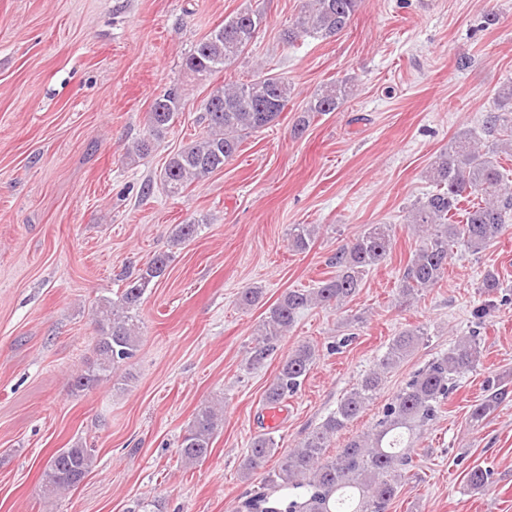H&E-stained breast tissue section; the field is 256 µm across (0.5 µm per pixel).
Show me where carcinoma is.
I'll return each instance as SVG.
<instances>
[{"mask_svg":"<svg viewBox=\"0 0 512 512\" xmlns=\"http://www.w3.org/2000/svg\"><path fill=\"white\" fill-rule=\"evenodd\" d=\"M359 0H306L285 32V40L301 36L328 39L350 24ZM264 23L258 11L241 12L216 26L200 39L185 58V70L207 78L231 66L253 45ZM355 94L352 78L333 79L319 87L306 112H334ZM291 87L283 77L260 72L245 82H232L215 89L203 104L202 136L184 146L168 161L161 185L170 196L224 168L244 140L269 126L288 106ZM183 107V93L173 85L158 95L149 112L146 134L137 143L138 155L147 154L155 140L173 124ZM483 134L498 136L494 147L481 137L462 132L448 141V150L432 162L428 177L434 190L415 202L407 222L419 236V245L403 269L398 288L406 299H415L435 287L448 270V257L455 249L479 253L493 243L512 217V187L499 169L497 154L512 147V83L497 90L494 108L487 112ZM392 227L370 224L350 245L332 258L336 274L311 289L284 293L259 322L251 348L250 365L261 366L274 345L288 334L297 314L311 306L344 305L361 288L365 276L381 265L391 249ZM316 235L312 224H294L288 231L291 248L303 253ZM170 262L166 253L155 255L135 273L119 276L121 291L95 306L99 336L96 360L72 383L76 391L93 389L111 380L114 370L128 362L139 347L138 313L151 283L163 276ZM479 288L489 300L474 312L481 321L500 288L492 272L484 275ZM425 333L406 328L393 336L372 369L362 374L323 422L298 447L277 460L268 472L262 490L251 494L234 512H388L398 493L401 470L409 465L421 431L435 421L453 392L457 379L475 371L483 348L477 336H463L448 352L431 360L386 403L371 430L350 440L333 456L327 448L337 433L354 421L377 398L387 374L424 344ZM317 359L309 343L298 345L265 391L269 408L281 406L301 386ZM482 398L471 405L469 422L481 426L502 405L505 392L499 382L486 380ZM223 417L212 405L194 413L179 444L181 458L189 464L205 461ZM278 453L268 433L256 435L242 463L244 475L264 468ZM95 463V449L76 445L58 449L46 462L43 481L52 490L77 486ZM489 471L479 465L467 473V484L484 488Z\"/></svg>","mask_w":512,"mask_h":512,"instance_id":"carcinoma-1","label":"carcinoma"}]
</instances>
